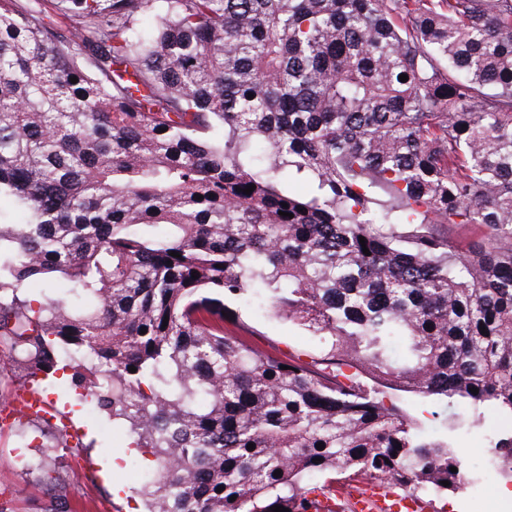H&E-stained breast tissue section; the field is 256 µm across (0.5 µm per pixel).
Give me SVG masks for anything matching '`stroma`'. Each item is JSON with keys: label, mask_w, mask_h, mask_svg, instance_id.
I'll use <instances>...</instances> for the list:
<instances>
[{"label": "stroma", "mask_w": 512, "mask_h": 512, "mask_svg": "<svg viewBox=\"0 0 512 512\" xmlns=\"http://www.w3.org/2000/svg\"><path fill=\"white\" fill-rule=\"evenodd\" d=\"M224 330L284 358L308 362L316 355L312 336L264 306L255 305L247 314L225 318ZM72 375L68 367L58 371L57 382L48 391L50 399L69 412L84 434L82 447L60 449L58 458L50 462L56 484H47L43 471L26 472L17 465V425L0 430V491L12 492L15 512H51L58 498L75 489L81 492L77 512H129L134 490L146 475L141 454L113 428L111 417L103 412L88 414L85 402L70 389ZM486 491L497 504V512H512V481L495 475L460 493L428 498L427 512H474L475 496Z\"/></svg>", "instance_id": "1"}]
</instances>
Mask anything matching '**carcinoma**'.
I'll return each mask as SVG.
<instances>
[{
	"label": "carcinoma",
	"instance_id": "obj_1",
	"mask_svg": "<svg viewBox=\"0 0 512 512\" xmlns=\"http://www.w3.org/2000/svg\"><path fill=\"white\" fill-rule=\"evenodd\" d=\"M53 4L0 0V339L26 380L79 368L147 512L512 480V427L479 470L451 437L512 420V0ZM247 293L317 367L224 333ZM410 396L463 412L425 436ZM441 235H448V238L457 240L466 245L479 240L484 232L482 227L476 225L441 224L436 228Z\"/></svg>",
	"mask_w": 512,
	"mask_h": 512
}]
</instances>
